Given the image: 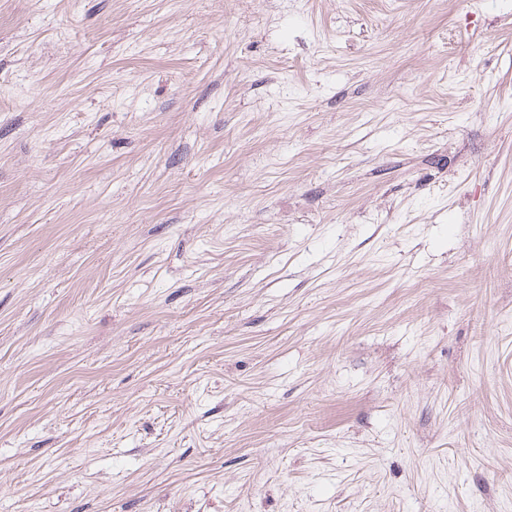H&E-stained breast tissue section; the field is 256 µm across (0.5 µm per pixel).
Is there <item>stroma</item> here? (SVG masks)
<instances>
[{
	"label": "stroma",
	"instance_id": "stroma-1",
	"mask_svg": "<svg viewBox=\"0 0 512 512\" xmlns=\"http://www.w3.org/2000/svg\"><path fill=\"white\" fill-rule=\"evenodd\" d=\"M0 512H512V0H0Z\"/></svg>",
	"mask_w": 512,
	"mask_h": 512
}]
</instances>
